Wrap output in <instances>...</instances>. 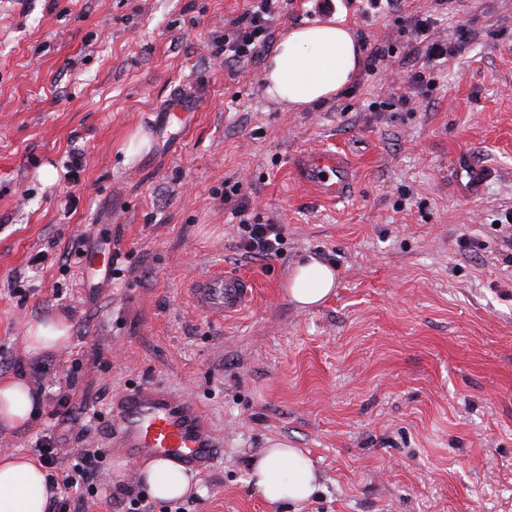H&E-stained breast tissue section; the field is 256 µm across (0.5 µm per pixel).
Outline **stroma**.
I'll return each instance as SVG.
<instances>
[{
    "label": "stroma",
    "instance_id": "1",
    "mask_svg": "<svg viewBox=\"0 0 512 512\" xmlns=\"http://www.w3.org/2000/svg\"><path fill=\"white\" fill-rule=\"evenodd\" d=\"M256 4L0 0V377L42 398L0 451L52 436L60 474L106 449L97 503L73 491L69 510L122 512L116 484L145 486L110 445L111 401L151 385L191 398L223 444L188 474L190 512H512V0H332L376 69L298 111L269 97L265 66L321 12L279 0L258 53L227 57ZM425 17L448 60L416 82ZM174 103L187 127L166 126ZM319 150L345 157L349 199L304 181ZM466 162L489 174L478 189ZM240 204L281 225L279 255L243 253ZM87 245L116 254L106 279L82 282ZM309 255L336 288L303 311L286 288ZM215 267L256 285L223 320L190 298ZM46 319L70 343L30 357ZM272 441L312 458L306 502L276 509L249 484Z\"/></svg>",
    "mask_w": 512,
    "mask_h": 512
}]
</instances>
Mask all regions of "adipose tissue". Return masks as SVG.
<instances>
[{"label": "adipose tissue", "mask_w": 512, "mask_h": 512, "mask_svg": "<svg viewBox=\"0 0 512 512\" xmlns=\"http://www.w3.org/2000/svg\"><path fill=\"white\" fill-rule=\"evenodd\" d=\"M360 49L339 15L291 30L270 56L265 79L269 95L302 108L320 104L338 93L355 76ZM336 286L332 267L315 258L294 266L287 292L303 309L318 306ZM69 327L61 320L32 323L25 336L30 354L66 346ZM38 397L21 377L0 379V425L24 426L37 413ZM150 495L161 501L185 497L190 483L180 465L152 459L141 468ZM250 482L272 505L308 500L317 488L312 459L301 449L272 442L254 461ZM47 474L36 459L17 453L0 454V512H48Z\"/></svg>", "instance_id": "1"}]
</instances>
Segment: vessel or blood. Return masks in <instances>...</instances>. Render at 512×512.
I'll list each match as a JSON object with an SVG mask.
<instances>
[{"label":"vessel or blood","mask_w":512,"mask_h":512,"mask_svg":"<svg viewBox=\"0 0 512 512\" xmlns=\"http://www.w3.org/2000/svg\"><path fill=\"white\" fill-rule=\"evenodd\" d=\"M306 181L323 197L343 200L350 192L347 167L340 154L316 151L303 156ZM81 258L87 274L107 275L112 255L99 248ZM254 285L237 274L216 271L196 280L190 290L194 307L209 316L224 318L245 309ZM113 441L137 460L167 458L189 470H205L217 456L220 442L197 405L154 386H138L114 398Z\"/></svg>","instance_id":"b4317fda"}]
</instances>
